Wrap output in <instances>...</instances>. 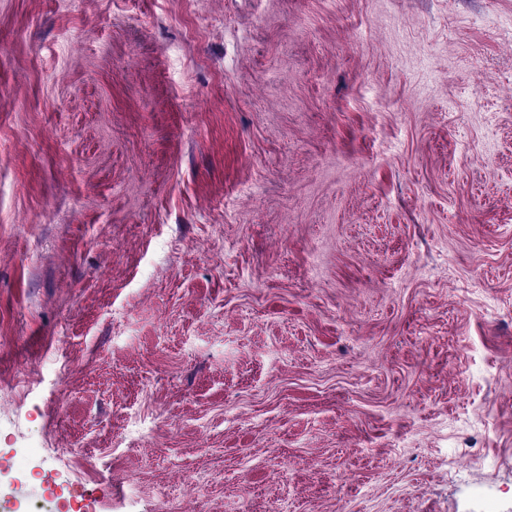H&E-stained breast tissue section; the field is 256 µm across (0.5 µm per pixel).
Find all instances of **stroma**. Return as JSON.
<instances>
[{
  "label": "stroma",
  "mask_w": 512,
  "mask_h": 512,
  "mask_svg": "<svg viewBox=\"0 0 512 512\" xmlns=\"http://www.w3.org/2000/svg\"><path fill=\"white\" fill-rule=\"evenodd\" d=\"M512 512V0H0V512Z\"/></svg>",
  "instance_id": "1"
}]
</instances>
